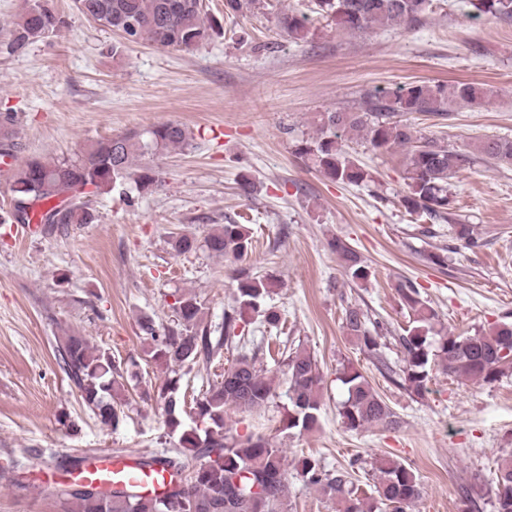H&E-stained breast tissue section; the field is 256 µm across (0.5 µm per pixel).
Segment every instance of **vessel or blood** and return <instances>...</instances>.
I'll use <instances>...</instances> for the list:
<instances>
[{
  "instance_id": "obj_1",
  "label": "vessel or blood",
  "mask_w": 512,
  "mask_h": 512,
  "mask_svg": "<svg viewBox=\"0 0 512 512\" xmlns=\"http://www.w3.org/2000/svg\"><path fill=\"white\" fill-rule=\"evenodd\" d=\"M74 476L81 481L102 485L127 483L149 495L163 491L171 480V472L166 466L157 464L143 468L129 459L109 453L98 454L95 460L75 471Z\"/></svg>"
}]
</instances>
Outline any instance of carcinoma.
<instances>
[{"label":"carcinoma","instance_id":"obj_1","mask_svg":"<svg viewBox=\"0 0 512 512\" xmlns=\"http://www.w3.org/2000/svg\"><path fill=\"white\" fill-rule=\"evenodd\" d=\"M263 0H224L227 17L244 16L260 10ZM432 0H316L318 13L331 17L336 25L350 32L371 28L414 27L423 22ZM472 15L512 20V0H469ZM83 16L117 33L122 44L149 43L161 49L190 53L206 42L213 26L203 16L201 0H75ZM65 23L48 6L47 0H27L25 11L13 23L9 54H21L32 44L49 38ZM280 31L295 41L308 33V17L287 12L280 18ZM490 90L470 82L451 87L441 83L412 82L379 88L365 95L356 112H323L317 135L294 144V154L327 178L359 185L370 178L369 172L347 157L344 136L355 132L372 149L391 146L408 150L403 197L406 210L422 213L434 222L449 221L448 180L456 172L464 155L437 141H419L410 125L398 119L404 112L442 117L459 103L484 101ZM193 132L177 122L153 125L142 132H128L98 140L71 158L31 159L12 169V199L30 201L24 220H19L18 204L0 223L37 220L49 234L61 233L71 224H90L95 216L86 203L63 208L62 187L78 183L93 189L112 190L131 176L147 189L159 183L156 173L143 167L133 172L138 157L183 149L192 144ZM481 159L495 165L512 166V140L486 138L473 145ZM454 237L469 248L481 246L468 224L453 225ZM205 245L216 256L241 259L248 251L250 237L245 225L227 217L220 228L208 235ZM331 247L339 254L352 281L366 283L370 267L343 242ZM237 308L224 314V326L218 338L199 328L201 305L191 295L175 301L174 325L157 332L150 316L140 320L141 330L152 341V358L165 365L173 376L167 377L156 391L162 403L167 435L177 437L174 450L192 452L204 463L188 478L177 476L168 488L147 495L134 486L93 485L77 482L68 489H42L72 505V512H287L284 502L287 469L283 449L264 436L245 439L230 434L224 424L227 409L258 411L273 398V378L243 355L224 372V379L193 399L195 427H184L182 414L185 395L181 394L176 373L210 359L225 344L238 337L237 328L244 314H258L271 325L279 315L264 308L272 292V279L236 272ZM398 293L410 310L412 327L398 338L404 365L400 372L409 388L418 395L427 391L434 368L464 381L487 384L512 372V321L499 323L487 331L455 336L434 329L436 314L421 299L412 284L401 283ZM345 329L360 349L381 363L387 372L393 369L379 352L384 324L371 318L356 305L345 308ZM62 368L85 405L104 426L120 422L121 384L114 374L119 368L106 353L91 345L88 338L70 334L57 345ZM282 375L289 382L288 406L282 419L283 429L299 432L318 427L322 408L323 377L311 353L297 349L285 354ZM346 389L339 415L350 431L373 425L395 428L397 416L376 393L365 376L349 367L338 376ZM305 482L335 495L345 504L343 512H407L421 495L414 473L398 461L387 458L372 462L374 491L356 486L351 473L329 470L311 457L298 461ZM494 512H512V454L497 461Z\"/></svg>","mask_w":512,"mask_h":512}]
</instances>
